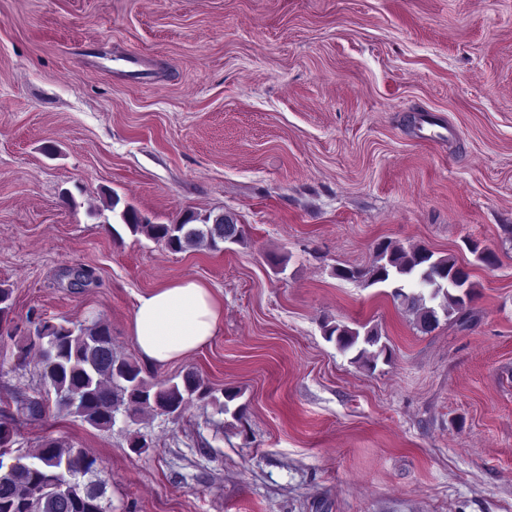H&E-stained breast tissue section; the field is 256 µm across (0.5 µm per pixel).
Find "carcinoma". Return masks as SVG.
I'll return each instance as SVG.
<instances>
[{
    "instance_id": "cac0c4a2",
    "label": "carcinoma",
    "mask_w": 512,
    "mask_h": 512,
    "mask_svg": "<svg viewBox=\"0 0 512 512\" xmlns=\"http://www.w3.org/2000/svg\"><path fill=\"white\" fill-rule=\"evenodd\" d=\"M126 228L144 235L171 252L205 246L220 249L232 219L226 213L200 218L185 215L171 224H154L131 206L121 213ZM347 278L365 286H394L392 297L414 317L415 327L428 333L439 324L438 313L466 328L475 319L471 306L474 284L470 274L459 277L460 264L451 256H437L425 246L409 249L389 240L377 242L365 267L344 268ZM12 289L0 286V337L13 336ZM327 340L344 351H357L353 362L373 369L390 349L380 343L374 327L324 325ZM37 354V367L55 407L81 418L98 430H110L116 413L135 416L146 410L178 419L194 400L212 397V389L195 371L180 380H152L133 359L114 352L112 331L103 321L88 325L68 320H38L35 338L20 347L19 359ZM49 404L30 400L18 411L41 419ZM17 426L0 420V512H112L105 501L106 480L98 458L82 448L51 437L31 455H11Z\"/></svg>"
}]
</instances>
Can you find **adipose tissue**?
<instances>
[{
    "label": "adipose tissue",
    "instance_id": "adipose-tissue-1",
    "mask_svg": "<svg viewBox=\"0 0 512 512\" xmlns=\"http://www.w3.org/2000/svg\"><path fill=\"white\" fill-rule=\"evenodd\" d=\"M224 307L210 288L186 278L141 296L134 309L131 336L149 362L180 360L215 335Z\"/></svg>",
    "mask_w": 512,
    "mask_h": 512
}]
</instances>
